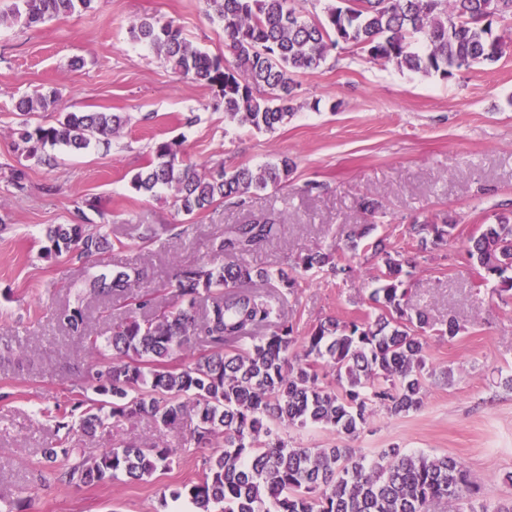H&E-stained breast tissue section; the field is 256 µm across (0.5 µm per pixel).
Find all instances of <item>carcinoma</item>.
I'll use <instances>...</instances> for the list:
<instances>
[{
	"label": "carcinoma",
	"mask_w": 512,
	"mask_h": 512,
	"mask_svg": "<svg viewBox=\"0 0 512 512\" xmlns=\"http://www.w3.org/2000/svg\"><path fill=\"white\" fill-rule=\"evenodd\" d=\"M297 0H205L209 16L224 29L231 60L212 57L182 37L169 21L144 18L131 37L181 75L219 88L224 119L273 131L294 115V76L318 69L339 43L366 51L402 69L440 74L497 62L506 41L493 24L512 25V0H332L324 16L302 17ZM92 0H15L12 17L28 27L58 15L87 11ZM55 95L36 93L19 102L28 114L56 106ZM124 120L112 112H60L56 123L22 125V151L44 161L50 144L76 150L107 142ZM293 164L283 157L256 169L220 167L200 172L171 143L160 142L154 160L130 184L139 193L172 191V204L197 216L227 199L244 197L268 185L286 186ZM273 214L232 224L211 239V258L180 266L169 311L139 316L151 296L137 293L149 280L144 268L106 269L89 277L92 291L131 297L125 319L103 334L86 329L82 306L58 312V322L85 343L91 356L112 352L106 372L96 373L95 390L110 399L56 404L62 427L91 435L107 418L147 416L165 430L196 424L187 443L202 451L204 477L171 494L197 512H430L434 504L458 500L474 488L465 463L455 457L407 454L390 448L381 462L364 463L353 448H302L288 444L286 428L321 425L356 434L377 412L389 416L420 409L426 397L428 348L424 333L434 329L406 301L407 279L416 259L454 239L453 224H413L414 256L383 238L364 242L369 228L348 235L349 256L320 251L302 258L305 270L327 269L350 275L355 259L381 262L370 294L375 318L341 321L328 317L305 333L268 300L266 290L294 287L287 270L277 272L244 260L279 234ZM48 238L57 253L88 258L112 248L108 234L82 224H58ZM468 256L495 281L500 296L512 299V216L500 215L467 239ZM436 330V329H434ZM461 330L453 318L437 335L454 339ZM251 340L247 346L240 345ZM199 340L205 353L178 367L173 356ZM172 450L156 442L106 448L91 459L59 469L69 484L92 485L120 474L142 480L172 463Z\"/></svg>",
	"instance_id": "1"
}]
</instances>
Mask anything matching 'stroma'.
<instances>
[{"mask_svg":"<svg viewBox=\"0 0 512 512\" xmlns=\"http://www.w3.org/2000/svg\"><path fill=\"white\" fill-rule=\"evenodd\" d=\"M12 0H0V512L26 495V512H171L162 491L200 481L198 450L182 433L158 429L149 418L112 419L94 436L66 432L50 415L71 393L94 398L82 341L63 331L56 309L83 302L89 327L124 319L127 299L87 292L90 260L48 253L46 232L57 224L106 225L117 248L101 262L111 270L148 269L151 314L174 304L169 283L180 265L205 257L210 240L228 225L275 212L284 217L277 239L254 254L269 269L288 268L289 292L271 289V302L299 331L333 316L347 320L369 310L377 261L347 277L303 271L314 251L343 255L351 225L370 224L399 250L411 247L414 222L446 220L454 239L420 260L409 305L434 324L428 333L427 398L401 416L379 414L348 438L320 426L290 430L303 447L361 449L367 459L396 447L406 453L451 455L470 469V496L432 512H475L512 502V300L483 284L466 253L468 237L497 214L512 211V48L490 65L444 78L375 61L352 46L331 50L316 70L296 75V111L274 131L224 119L218 88L174 73L157 54L131 40L145 17L173 22L182 36L213 56H225L224 30L203 0H93L81 14L31 28L4 22ZM55 92V108L29 115L54 124L59 112L107 110L129 122L110 143L85 150L45 147L46 162L17 151L22 120L16 104L35 92ZM161 141L176 142L200 171H232L288 157L287 186L227 201L205 213L178 214L169 190L135 192L132 175ZM22 183H14L13 170ZM376 202L375 212L364 202ZM145 224L164 226L159 242L141 240ZM176 224L189 226L175 235ZM462 327L438 336L448 319ZM97 456L128 444L167 442L170 468L141 481L121 476L104 484L58 481L44 458L57 440Z\"/></svg>","mask_w":512,"mask_h":512,"instance_id":"35a3bbf8","label":"stroma"}]
</instances>
